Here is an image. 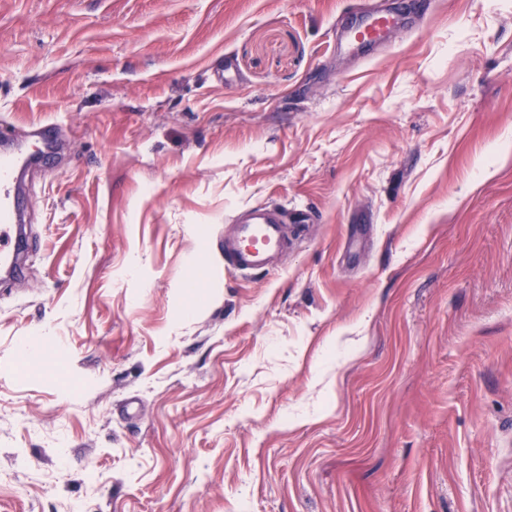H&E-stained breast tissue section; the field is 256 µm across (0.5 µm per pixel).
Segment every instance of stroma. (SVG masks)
Listing matches in <instances>:
<instances>
[{
	"label": "stroma",
	"mask_w": 512,
	"mask_h": 512,
	"mask_svg": "<svg viewBox=\"0 0 512 512\" xmlns=\"http://www.w3.org/2000/svg\"><path fill=\"white\" fill-rule=\"evenodd\" d=\"M366 2L0 0V139L60 141L0 512H512V0L337 52ZM257 205L289 244L243 276ZM31 132L30 137L41 142L45 152L43 153V160L48 162L54 155V148L56 144V134L53 125L49 124H33L29 126Z\"/></svg>",
	"instance_id": "1"
}]
</instances>
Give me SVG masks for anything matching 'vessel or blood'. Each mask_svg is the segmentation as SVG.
Returning a JSON list of instances; mask_svg holds the SVG:
<instances>
[{"mask_svg": "<svg viewBox=\"0 0 512 512\" xmlns=\"http://www.w3.org/2000/svg\"><path fill=\"white\" fill-rule=\"evenodd\" d=\"M398 23L396 15L378 10L360 15L354 25L344 28L338 42L340 49L359 52L383 39ZM32 161L25 143H17L11 154L0 153V267L15 277H23L25 270L17 257L23 243V230L15 210L19 205L13 193L17 172ZM235 245L226 261L239 273L264 271L268 257L280 250L284 242L285 227L266 208L257 207L250 219L233 228Z\"/></svg>", "mask_w": 512, "mask_h": 512, "instance_id": "obj_1", "label": "vessel or blood"}]
</instances>
